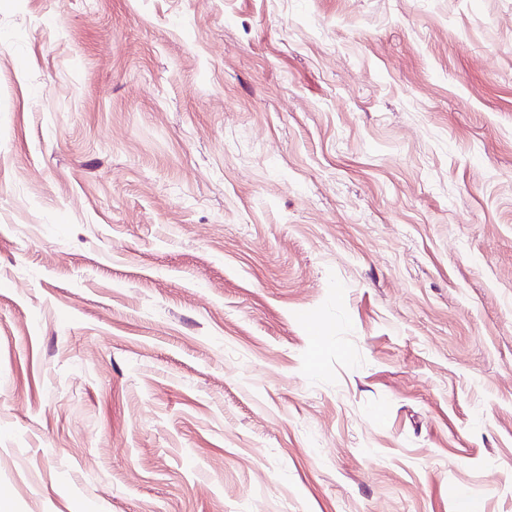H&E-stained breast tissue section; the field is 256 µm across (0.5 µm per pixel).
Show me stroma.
Returning <instances> with one entry per match:
<instances>
[{
  "label": "stroma",
  "mask_w": 512,
  "mask_h": 512,
  "mask_svg": "<svg viewBox=\"0 0 512 512\" xmlns=\"http://www.w3.org/2000/svg\"><path fill=\"white\" fill-rule=\"evenodd\" d=\"M512 512V0H0V512Z\"/></svg>",
  "instance_id": "obj_1"
}]
</instances>
